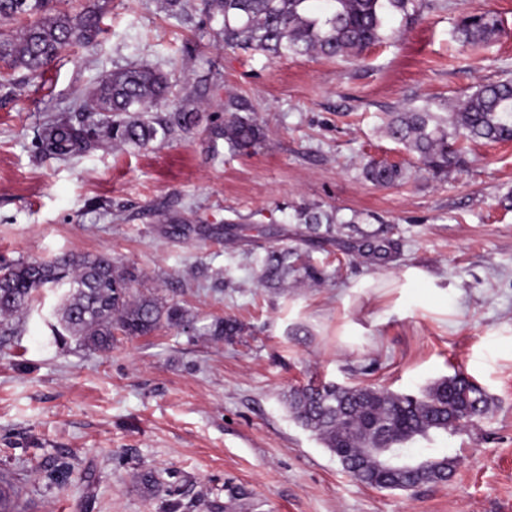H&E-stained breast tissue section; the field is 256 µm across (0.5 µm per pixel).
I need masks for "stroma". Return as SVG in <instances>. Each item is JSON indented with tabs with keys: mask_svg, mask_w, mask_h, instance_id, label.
Listing matches in <instances>:
<instances>
[{
	"mask_svg": "<svg viewBox=\"0 0 512 512\" xmlns=\"http://www.w3.org/2000/svg\"><path fill=\"white\" fill-rule=\"evenodd\" d=\"M92 1L91 42L0 83V265L107 254L135 270L134 290L185 307L190 325L97 352L57 336L65 288L41 290L18 333L0 335V480L18 492L15 512H512V142L468 143L466 165L438 178L384 133L389 113L439 112L512 78V0H431L417 22L394 16L396 37L362 61L224 47L221 19L199 0L177 18L156 0L67 8ZM484 11L499 32L461 48L462 18ZM143 62L171 74L160 116L195 100L191 130L65 160L40 152L47 119ZM231 95L261 128L245 150L211 132ZM370 162L403 176L374 186ZM313 206L337 214L333 238L300 221ZM366 235L398 248L384 260L352 251ZM273 247L290 254L279 288L259 280ZM410 267L444 292L407 303L386 279ZM366 276L376 287L354 293ZM225 317L238 336H212ZM351 323L362 335H345ZM458 370L493 410L434 434L456 471L408 491L354 480L286 405L312 381L416 394Z\"/></svg>",
	"mask_w": 512,
	"mask_h": 512,
	"instance_id": "35a3bbf8",
	"label": "stroma"
}]
</instances>
